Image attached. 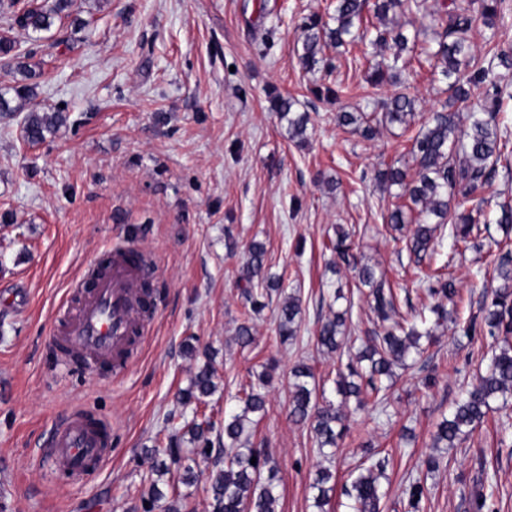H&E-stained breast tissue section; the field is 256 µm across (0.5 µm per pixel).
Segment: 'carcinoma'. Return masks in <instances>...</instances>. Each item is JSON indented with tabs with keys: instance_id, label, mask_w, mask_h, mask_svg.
I'll return each instance as SVG.
<instances>
[{
	"instance_id": "cac0c4a2",
	"label": "carcinoma",
	"mask_w": 512,
	"mask_h": 512,
	"mask_svg": "<svg viewBox=\"0 0 512 512\" xmlns=\"http://www.w3.org/2000/svg\"><path fill=\"white\" fill-rule=\"evenodd\" d=\"M76 0H43L26 4L21 0H0V21L9 28L15 27L34 33L48 32L55 21L71 14ZM427 0H374V15L379 26L370 29L363 24L369 0H336L332 19L335 27L318 16L308 18L303 26L302 54L300 61L309 66L317 62L316 56L329 45L342 47L368 41L372 45L392 44L393 53L382 57L369 67L365 77L367 98L373 110L367 112H338L336 124L351 127L367 139L374 137L381 127L398 126L409 130L415 118V98L402 79L410 59L403 56L409 39L402 27H388V13L399 10L407 17L406 24L415 32L432 30L439 36L437 49L424 50L426 62L432 72L448 79V101L442 110L433 113L419 130L410 137V156L414 170L388 166L378 172L379 183L390 189H400L396 198L407 202L395 204L384 216L387 224L401 231L412 225L401 242L409 255L419 263L435 252L432 247L436 235H449L453 248H469L481 234L480 225L470 213L460 209L458 200L467 201L488 183L497 172L498 165H512V140L508 131L500 129L497 116L504 100L512 98L508 85L502 84L501 70H512V48L495 43L484 57L472 54L469 33L480 22L493 29L496 26L500 0H451L450 7L439 13L430 11ZM0 58L12 63V70L20 76L16 85L0 89V113L14 115L25 112L24 137L30 143L46 138V133L56 131L65 121L60 112L48 114L29 107L36 95L37 73L17 53L16 41L0 36ZM397 90L386 99L379 91L388 84ZM483 98L484 104L470 116V123L462 128L454 105L472 96ZM294 102L281 96L272 101V110L288 124L290 138L307 137L309 116L293 111ZM500 254L494 267L500 285L493 289L490 299L480 307L481 323L476 316H469L464 332L470 336L485 331L491 336L512 335V238L495 242ZM326 248L336 255V268L346 267L357 272L361 285L369 288L368 298L378 328L362 340V348L355 360L347 364V372H338L335 394L338 401L326 396L316 381L313 368L299 363L291 369V400L288 417L295 424L310 427L323 451L326 461H331L346 430L350 398L360 399L370 394L376 404L383 405L380 396L384 381L392 379L394 367H406L413 352H419L423 333L417 325L409 323L401 312L410 307L409 299H400L388 281L377 273L375 267L361 263L353 252L351 236L343 227L336 229V238L329 240ZM445 266L423 275L426 292L450 302L458 291L455 280L444 272ZM242 280L246 283L243 294L251 311L260 312L265 307L263 298L281 288V283L269 276L265 265L262 244L250 245L248 259L243 267ZM302 314L301 299L288 294L279 307L276 320L279 341L288 342L297 337L298 320ZM348 311H333L321 321L315 336L318 351L338 353L345 347ZM215 369L208 364L197 372L190 388L183 394L181 403L199 406L206 403L216 385ZM267 379L258 376L238 398L240 411L224 414V465L209 472L207 481L211 494V512H278V468L269 451L250 440V428L255 418L265 413L267 405ZM512 401V344L504 342L489 359L484 374L467 389L449 416L437 426L433 447L454 448L463 441L487 414L493 404L508 407ZM215 425L209 420H192L186 425L185 434L192 445L191 455H181L180 439L170 438L168 456L171 463L183 470L182 483L191 484L196 479L192 463L196 457L208 455L211 445L209 434ZM256 463H251V459ZM386 459H378L359 469L345 494L350 499V512H379L381 486L379 478L384 473ZM334 474L324 466L316 472L312 483L315 506L324 508L330 502V482Z\"/></svg>"
}]
</instances>
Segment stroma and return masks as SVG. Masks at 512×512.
<instances>
[{"instance_id":"1","label":"stroma","mask_w":512,"mask_h":512,"mask_svg":"<svg viewBox=\"0 0 512 512\" xmlns=\"http://www.w3.org/2000/svg\"><path fill=\"white\" fill-rule=\"evenodd\" d=\"M334 0H77L71 20L51 31L13 30L33 52L34 104L63 111L67 122L40 144L22 117L0 116V512H144L152 449L172 426L193 417L177 397L216 352V392L206 413L223 427L226 411L252 374L276 362L280 372L254 439L279 469V512H315L310 484L325 460L306 427L288 418L285 372L310 364L332 383L340 359L318 352L314 336L330 312L333 287L355 286L353 271L332 274L324 242L352 231L354 251L375 265L416 309L432 303L420 268L402 252L383 215L393 195L375 181L386 165H411L402 128L366 139L336 124L339 111L368 110L365 74L379 47L327 48L306 67L301 28L329 17ZM409 81L416 122L446 99V82L429 67ZM340 92L339 99L329 90ZM309 113L307 141L289 139L270 110L275 95ZM488 234L455 257L459 317L398 370L387 410L352 414L336 450L338 492L329 512H347L341 488L365 449L387 458L382 512H407L408 478L432 454V434L461 390L476 383L500 342L464 335L497 283L489 238H503L496 204L512 198V169L498 170L476 195ZM261 243L270 273L302 302L298 339L280 344L275 315L282 295L247 315L238 281L251 243ZM144 249L156 317L124 373L52 367L58 326L79 301L89 269L113 249ZM254 341L240 347L237 326ZM195 353H187V346ZM435 382L423 387V373ZM87 409L112 424V454L81 477L48 476L36 453L51 428ZM443 464L424 483L420 512H476L479 485L494 495L483 512H512V406L490 413L462 447L443 448Z\"/></svg>"}]
</instances>
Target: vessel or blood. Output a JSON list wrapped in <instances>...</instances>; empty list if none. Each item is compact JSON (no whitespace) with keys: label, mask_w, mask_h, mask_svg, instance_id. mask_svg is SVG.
Listing matches in <instances>:
<instances>
[{"label":"vessel or blood","mask_w":512,"mask_h":512,"mask_svg":"<svg viewBox=\"0 0 512 512\" xmlns=\"http://www.w3.org/2000/svg\"><path fill=\"white\" fill-rule=\"evenodd\" d=\"M140 254L135 247L113 251L109 271L84 291L76 314L61 329L59 342L70 360L88 370L108 366L123 372L131 338L149 330L153 317L141 299ZM111 452V423L77 411L53 427L44 457L53 472L79 477L98 470Z\"/></svg>","instance_id":"vessel-or-blood-1"}]
</instances>
